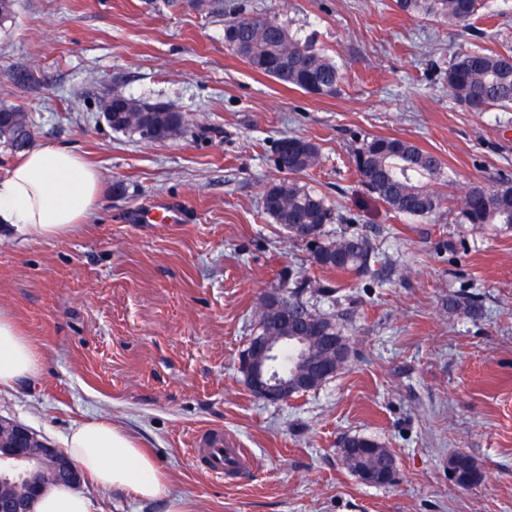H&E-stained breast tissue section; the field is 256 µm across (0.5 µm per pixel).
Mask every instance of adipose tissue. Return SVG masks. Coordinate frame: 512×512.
<instances>
[{
    "instance_id": "adipose-tissue-1",
    "label": "adipose tissue",
    "mask_w": 512,
    "mask_h": 512,
    "mask_svg": "<svg viewBox=\"0 0 512 512\" xmlns=\"http://www.w3.org/2000/svg\"><path fill=\"white\" fill-rule=\"evenodd\" d=\"M100 176L68 145L28 150L0 180V233L31 242L60 240L85 223L96 207ZM43 355L14 316L0 308V389L36 377ZM69 456L98 486L161 502L165 512H190L141 440L107 419L86 421L65 437ZM32 512H93L91 500L65 485H50Z\"/></svg>"
}]
</instances>
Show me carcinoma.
Returning a JSON list of instances; mask_svg holds the SVG:
<instances>
[{
  "label": "carcinoma",
  "instance_id": "1",
  "mask_svg": "<svg viewBox=\"0 0 512 512\" xmlns=\"http://www.w3.org/2000/svg\"><path fill=\"white\" fill-rule=\"evenodd\" d=\"M399 9L411 17L425 16L446 20L460 29H468L477 12L478 0H397ZM224 42L257 72L281 84L305 92L316 90L322 96H333L340 90L342 71L327 53L314 48L298 30H291L277 15L241 13L224 23ZM454 100L473 112L512 107V52L461 50L453 53L442 74ZM1 112L14 114L13 120L0 127V144L13 153L25 149L30 141L29 121L24 110L0 106ZM180 115L163 103L132 100L112 96V130L139 140L154 143L172 139L182 133L173 125ZM280 158L276 169L288 175L274 180L262 193L264 213L281 227L307 224L316 229L318 243L310 251L311 263L322 269L360 274L368 271L371 249L359 235L326 237L325 225L332 221V207L326 197L297 179L315 169L321 161L317 143L298 136H285L278 141ZM359 183L398 217L436 221L440 216L441 197L430 188L440 179L442 160L415 144L397 137L364 139L354 152ZM460 224L477 227L500 224L512 227V182L491 186L469 185L457 209ZM463 310L479 314L480 308L467 297H448V311ZM306 326L321 328L323 335L334 337L341 351L336 369H341L351 352L349 338L336 318L314 312L297 292H285L281 300L264 296L262 312L257 320L255 337L295 335V329ZM344 460L357 458L365 468L387 465L395 458L377 442L364 437L343 440ZM449 467L459 480L472 485L477 469L469 455L450 458Z\"/></svg>",
  "mask_w": 512,
  "mask_h": 512
}]
</instances>
